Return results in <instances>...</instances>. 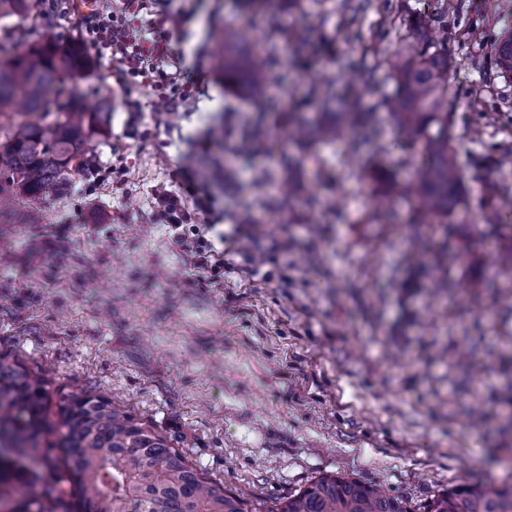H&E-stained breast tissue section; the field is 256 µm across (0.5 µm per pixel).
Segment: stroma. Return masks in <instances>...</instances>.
Segmentation results:
<instances>
[{
	"label": "stroma",
	"mask_w": 512,
	"mask_h": 512,
	"mask_svg": "<svg viewBox=\"0 0 512 512\" xmlns=\"http://www.w3.org/2000/svg\"><path fill=\"white\" fill-rule=\"evenodd\" d=\"M359 0H147L133 20L176 51L184 77L158 94L123 78L110 52L77 81L87 109L112 104L89 144L91 175L37 203L35 224H0V354L46 381L52 408L84 390L150 425L185 460L265 512L323 475H345L423 507L462 485H512V80L485 55L512 31V0H453L448 124L467 201L447 220L410 191L419 143L381 113L387 153L365 170L344 141L317 143L295 168L262 154L224 166L257 104L215 67L224 27L275 22L306 36L303 65L278 68L282 93L343 84L382 16ZM179 27L150 26L163 11ZM176 99L166 114L162 97ZM481 141L470 145L469 131ZM196 170L223 275L196 278L157 221V185L181 192ZM125 182L112 186V166ZM294 191L266 203L271 175ZM395 185L392 218L372 217V188ZM473 344L462 375L458 351Z\"/></svg>",
	"instance_id": "obj_1"
}]
</instances>
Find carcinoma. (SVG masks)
Masks as SVG:
<instances>
[{"mask_svg": "<svg viewBox=\"0 0 512 512\" xmlns=\"http://www.w3.org/2000/svg\"><path fill=\"white\" fill-rule=\"evenodd\" d=\"M426 7L403 16L408 41L385 58L397 83L396 94L379 106L422 140L416 193L430 215L448 216L462 190L459 151L448 132V0H424ZM33 0H0V224H36L32 205L50 192L68 188L70 164L87 162L92 134L109 128L110 106L84 112L76 79L94 69V61L76 40L50 37L36 23L26 24ZM40 17H63L66 0H38ZM252 29L224 30V50L217 66L224 84L256 102L267 99L275 83L272 66L288 67L305 60L311 44L269 24L261 29L266 54L240 47L250 43ZM27 50L16 51L18 42ZM373 44L349 61L347 92L368 87L366 57ZM487 57L498 75L512 80V33L491 42ZM336 99L331 83L311 89L288 112L285 132L266 124L263 115L247 121L233 157L254 148L268 156L287 143L304 149L338 130L354 133L353 150L370 147V155L386 152L377 140V109L334 113V124L309 118L305 107L314 94ZM46 383L15 359L0 355V449L12 448L22 459L14 480L36 495L25 494L26 512H71L63 484L77 498L78 512H248L240 497L224 484L185 463L168 440L150 426L112 407L109 399L89 392L71 394L49 417ZM53 448L61 455H50ZM52 471L51 478L43 470ZM266 512H412L406 499L342 476H320L303 490L275 501ZM426 512H512V487L476 484L444 491Z\"/></svg>", "mask_w": 512, "mask_h": 512, "instance_id": "obj_1", "label": "carcinoma"}]
</instances>
